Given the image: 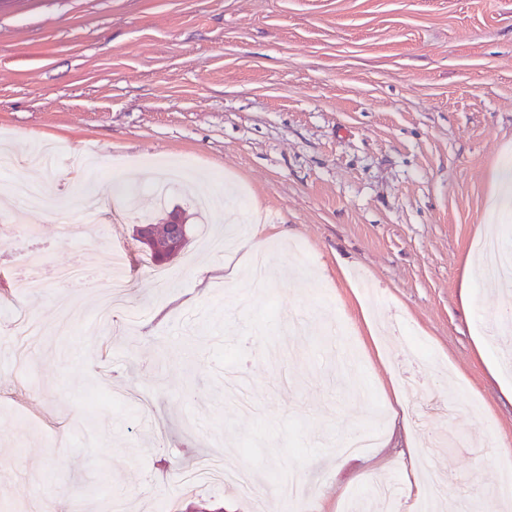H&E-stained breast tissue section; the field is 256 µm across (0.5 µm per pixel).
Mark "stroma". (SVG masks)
<instances>
[{"label": "stroma", "instance_id": "obj_1", "mask_svg": "<svg viewBox=\"0 0 512 512\" xmlns=\"http://www.w3.org/2000/svg\"><path fill=\"white\" fill-rule=\"evenodd\" d=\"M0 143L18 159L0 185L63 150L44 174L62 214L0 201V512H388L410 447L447 512L495 497L512 403L487 365L512 381V335L487 323L512 295L484 280L465 305L459 278L512 153V0H5ZM174 160L208 210L149 189ZM241 194L239 238L273 237L262 290L229 287L241 253L212 245ZM175 209L190 241L160 284L134 229ZM117 249L132 316L105 326ZM29 256L87 279L16 289ZM22 313L43 334L20 355ZM393 383L458 410L393 422ZM211 461L254 497L229 479L188 494Z\"/></svg>", "mask_w": 512, "mask_h": 512}]
</instances>
